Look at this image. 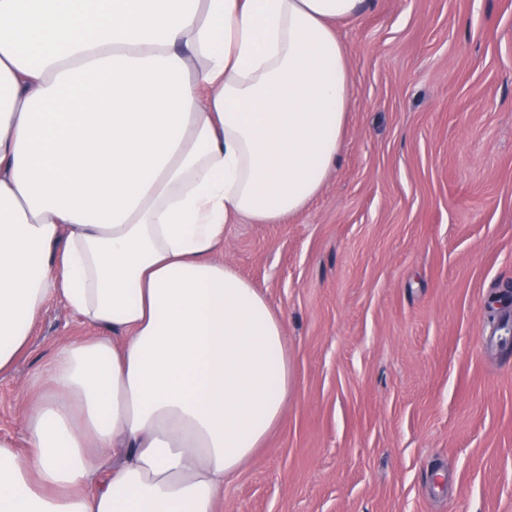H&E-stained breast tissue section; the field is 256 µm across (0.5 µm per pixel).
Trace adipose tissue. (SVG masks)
Returning a JSON list of instances; mask_svg holds the SVG:
<instances>
[{
  "label": "adipose tissue",
  "instance_id": "1",
  "mask_svg": "<svg viewBox=\"0 0 512 512\" xmlns=\"http://www.w3.org/2000/svg\"><path fill=\"white\" fill-rule=\"evenodd\" d=\"M365 0H0V375L45 306L94 328L29 377L0 512H215L276 428L283 324L215 260L320 192Z\"/></svg>",
  "mask_w": 512,
  "mask_h": 512
}]
</instances>
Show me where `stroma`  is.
I'll use <instances>...</instances> for the list:
<instances>
[{
    "label": "stroma",
    "instance_id": "1",
    "mask_svg": "<svg viewBox=\"0 0 512 512\" xmlns=\"http://www.w3.org/2000/svg\"><path fill=\"white\" fill-rule=\"evenodd\" d=\"M336 30L337 164L218 254L280 314L292 389L216 512H512V351L488 341L512 290V0H368ZM91 333L50 304L0 377L20 457L30 373Z\"/></svg>",
    "mask_w": 512,
    "mask_h": 512
}]
</instances>
